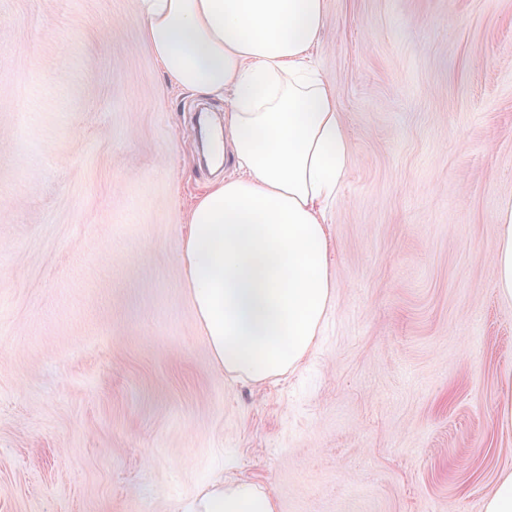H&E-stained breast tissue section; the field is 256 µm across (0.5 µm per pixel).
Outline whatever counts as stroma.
<instances>
[{"label":"stroma","instance_id":"stroma-1","mask_svg":"<svg viewBox=\"0 0 512 512\" xmlns=\"http://www.w3.org/2000/svg\"><path fill=\"white\" fill-rule=\"evenodd\" d=\"M351 165L334 306L296 372L219 368L185 286L216 178L139 0H0V512H484L512 469V0H324ZM492 258L497 291L502 297L512 299V202H505L499 210ZM186 512H277L269 489L249 480L212 479L187 506Z\"/></svg>","mask_w":512,"mask_h":512}]
</instances>
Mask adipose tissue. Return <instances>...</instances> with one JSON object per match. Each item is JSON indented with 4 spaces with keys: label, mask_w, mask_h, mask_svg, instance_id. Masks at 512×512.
<instances>
[{
    "label": "adipose tissue",
    "mask_w": 512,
    "mask_h": 512,
    "mask_svg": "<svg viewBox=\"0 0 512 512\" xmlns=\"http://www.w3.org/2000/svg\"><path fill=\"white\" fill-rule=\"evenodd\" d=\"M143 36L179 87L224 100L237 174L194 206L185 284L216 364L253 384L295 371L334 302L324 208L351 151L332 88L308 64L323 0H140ZM492 258L512 299V202ZM186 512H277L269 489L218 476Z\"/></svg>",
    "instance_id": "ef3b65f1"
}]
</instances>
